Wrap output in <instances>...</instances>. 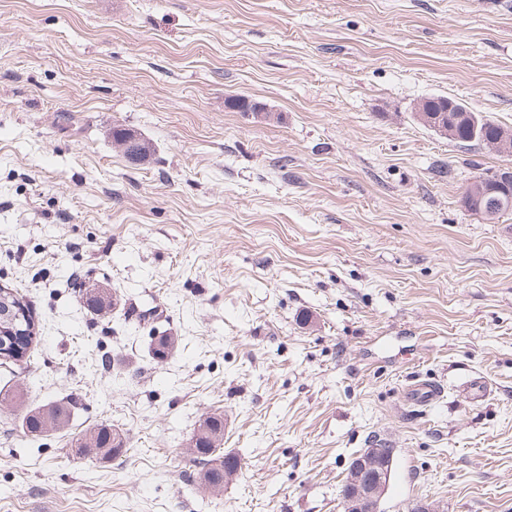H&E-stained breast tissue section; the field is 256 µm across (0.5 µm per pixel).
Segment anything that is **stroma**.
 Segmentation results:
<instances>
[{
  "instance_id": "obj_1",
  "label": "stroma",
  "mask_w": 512,
  "mask_h": 512,
  "mask_svg": "<svg viewBox=\"0 0 512 512\" xmlns=\"http://www.w3.org/2000/svg\"><path fill=\"white\" fill-rule=\"evenodd\" d=\"M436 96L512 130L511 5L0 0V286L40 326L0 388L73 405L38 438L0 411V512H343L381 438L382 512H512V214L464 209L502 160L420 124ZM418 378L443 398L408 406ZM213 412L216 493L189 448ZM100 423L122 456L77 457ZM91 287V288H90ZM111 288H100L97 283H93L83 290H80L82 302L87 310L102 312L108 310L114 305L116 293L112 295Z\"/></svg>"
}]
</instances>
